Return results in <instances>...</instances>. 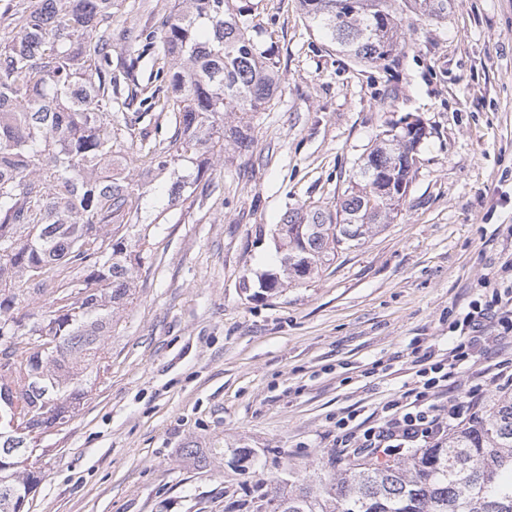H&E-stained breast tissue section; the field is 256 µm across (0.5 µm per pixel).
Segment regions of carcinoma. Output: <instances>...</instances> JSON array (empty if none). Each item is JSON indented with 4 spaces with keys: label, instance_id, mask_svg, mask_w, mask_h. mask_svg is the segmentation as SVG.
<instances>
[{
    "label": "carcinoma",
    "instance_id": "1",
    "mask_svg": "<svg viewBox=\"0 0 512 512\" xmlns=\"http://www.w3.org/2000/svg\"><path fill=\"white\" fill-rule=\"evenodd\" d=\"M117 0H38L0 35V512H29L43 479L37 439L68 423L107 370L103 336L136 300L134 273L153 255L159 225L142 224L146 185L130 150L155 179L169 173L168 202L194 195L232 146L252 144V113L270 103L276 62L248 35L231 0H173L160 31L156 76L172 114L159 140L119 111L112 86ZM435 17L448 0H416ZM310 23L353 59L376 65L400 45L388 0H302ZM419 128L376 144L336 210L288 212L275 225L280 267L294 279L322 271L341 245L387 224L416 172ZM73 277L46 308L34 306L61 268ZM252 512H512V396L495 395L476 421L409 462L357 463L340 478L275 486Z\"/></svg>",
    "mask_w": 512,
    "mask_h": 512
}]
</instances>
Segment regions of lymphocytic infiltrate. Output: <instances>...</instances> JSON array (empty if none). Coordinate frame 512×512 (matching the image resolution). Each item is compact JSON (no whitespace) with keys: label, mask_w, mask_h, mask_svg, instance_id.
Here are the masks:
<instances>
[{"label":"lymphocytic infiltrate","mask_w":512,"mask_h":512,"mask_svg":"<svg viewBox=\"0 0 512 512\" xmlns=\"http://www.w3.org/2000/svg\"><path fill=\"white\" fill-rule=\"evenodd\" d=\"M492 301L494 307L490 310L470 305L454 327L456 335L447 357L429 363V376L413 401L395 404L383 423L363 431L362 447L372 452L416 448L442 439L457 423L479 416V387H472L465 400L449 395L443 406L428 402L427 396L439 393L442 383L453 379L472 358L491 354L497 336L512 337V281L496 285Z\"/></svg>","instance_id":"f902f5d3"}]
</instances>
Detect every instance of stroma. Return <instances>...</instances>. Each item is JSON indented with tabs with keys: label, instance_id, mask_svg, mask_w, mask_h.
<instances>
[{
	"label": "stroma",
	"instance_id": "35a3bbf8",
	"mask_svg": "<svg viewBox=\"0 0 512 512\" xmlns=\"http://www.w3.org/2000/svg\"><path fill=\"white\" fill-rule=\"evenodd\" d=\"M397 54L354 62L303 17L300 0H235L278 67L250 151L226 150L204 195L166 207L135 275L137 300L105 344L108 371L76 415L41 437L44 479L30 512H246L258 480L330 478L353 462L336 445L384 420L417 386L425 354L444 358L449 325L512 256V0H448L435 18L390 0ZM171 0H120L112 27L155 28ZM154 51L112 44V74L142 112ZM426 135L393 223L342 247L330 267L269 294L272 236L288 210L335 208L356 164L403 118ZM459 392L499 387L491 364ZM197 448L186 458V447Z\"/></svg>",
	"mask_w": 512,
	"mask_h": 512
}]
</instances>
